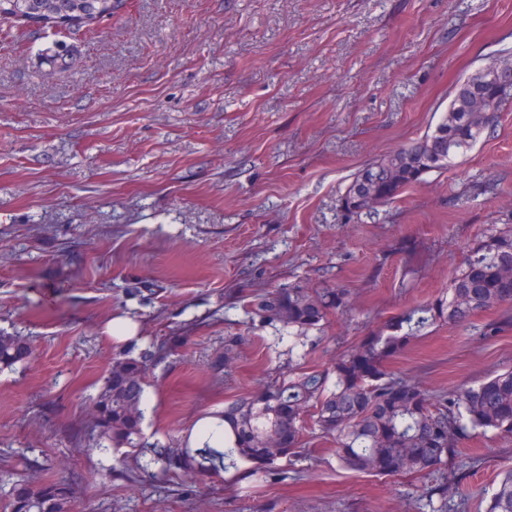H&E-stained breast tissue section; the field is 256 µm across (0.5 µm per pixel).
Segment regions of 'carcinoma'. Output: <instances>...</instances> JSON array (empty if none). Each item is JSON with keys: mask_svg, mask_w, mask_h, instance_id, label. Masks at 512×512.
Here are the masks:
<instances>
[{"mask_svg": "<svg viewBox=\"0 0 512 512\" xmlns=\"http://www.w3.org/2000/svg\"><path fill=\"white\" fill-rule=\"evenodd\" d=\"M126 6V0H0V21L20 26L92 27ZM489 75L462 84L434 130L392 151L362 170L342 198L351 214L374 213L432 171L445 170L469 151L500 112L512 103L488 92ZM341 288L293 286L260 295L252 317L293 338L288 353L322 334L330 314L344 308ZM512 305V224L491 225L436 302L403 312L385 329L344 351L324 371H288L250 395L224 405L204 425L201 439L142 441V405L150 383L147 357L117 355L93 399L85 435L103 449L129 448L136 469L156 468L154 477L172 480L188 473L219 475L251 465L256 481L282 459L303 451L304 413L313 408L314 426L336 443L342 467L378 476H433L458 457L463 441L494 432L512 435V370L477 385H461L449 395L430 397L418 383L388 370L390 360L436 323L462 325L491 308ZM237 336L211 360L215 371H230L238 356ZM31 355L20 336L0 333V368ZM224 434V446L211 440ZM9 512H72L73 483L66 479L5 475ZM484 512H512V467L486 502Z\"/></svg>", "mask_w": 512, "mask_h": 512, "instance_id": "1", "label": "carcinoma"}]
</instances>
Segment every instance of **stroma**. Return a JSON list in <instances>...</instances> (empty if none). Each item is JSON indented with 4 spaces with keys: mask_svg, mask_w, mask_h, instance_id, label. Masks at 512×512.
Listing matches in <instances>:
<instances>
[{
    "mask_svg": "<svg viewBox=\"0 0 512 512\" xmlns=\"http://www.w3.org/2000/svg\"><path fill=\"white\" fill-rule=\"evenodd\" d=\"M495 60L512 62V0H129L90 28L0 23V333L33 350L0 369V472L74 477L77 512H483L512 436L465 440L430 502L421 477L342 468L313 429L261 488L232 470L169 493L81 432L119 353L153 355L151 443L275 377L288 344L249 314L264 291L349 290L307 371L442 296L512 224V107L378 212L341 198ZM503 313L433 326L395 370L434 397L512 368V323L480 335ZM115 315L139 337L108 339ZM228 336L245 342L226 377L208 364Z\"/></svg>",
    "mask_w": 512,
    "mask_h": 512,
    "instance_id": "35a3bbf8",
    "label": "stroma"
}]
</instances>
